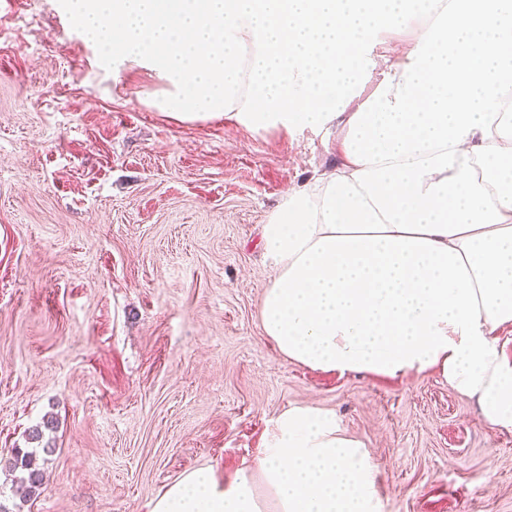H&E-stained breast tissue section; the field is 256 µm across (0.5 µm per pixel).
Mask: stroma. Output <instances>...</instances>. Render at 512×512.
<instances>
[{"label":"stroma","mask_w":512,"mask_h":512,"mask_svg":"<svg viewBox=\"0 0 512 512\" xmlns=\"http://www.w3.org/2000/svg\"><path fill=\"white\" fill-rule=\"evenodd\" d=\"M162 89L113 69L61 0H0V504L148 512L314 405L366 442L383 512H512V432L439 373L315 369L263 334L261 226L335 133L184 119L149 105ZM39 444L23 505L6 462Z\"/></svg>","instance_id":"stroma-1"}]
</instances>
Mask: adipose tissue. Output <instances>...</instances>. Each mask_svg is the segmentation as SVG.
<instances>
[{
  "label": "adipose tissue",
  "mask_w": 512,
  "mask_h": 512,
  "mask_svg": "<svg viewBox=\"0 0 512 512\" xmlns=\"http://www.w3.org/2000/svg\"><path fill=\"white\" fill-rule=\"evenodd\" d=\"M156 103L248 127L336 128V161L263 230L260 319L314 368L438 371L512 432V0H69ZM402 40L392 57L377 53ZM381 80L356 101L373 70ZM149 512H382L365 442L334 414L277 420L255 467H200Z\"/></svg>",
  "instance_id": "ef3b65f1"
}]
</instances>
